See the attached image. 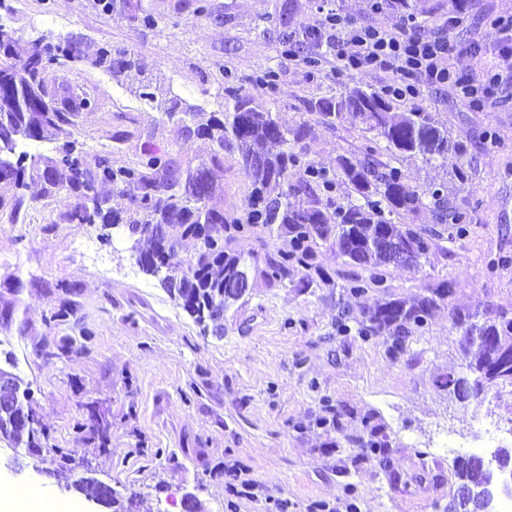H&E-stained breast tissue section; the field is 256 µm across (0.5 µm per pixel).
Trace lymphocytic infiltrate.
Returning <instances> with one entry per match:
<instances>
[{"label": "lymphocytic infiltrate", "mask_w": 512, "mask_h": 512, "mask_svg": "<svg viewBox=\"0 0 512 512\" xmlns=\"http://www.w3.org/2000/svg\"><path fill=\"white\" fill-rule=\"evenodd\" d=\"M323 37L347 69H375L392 73L386 93L397 98L418 97L422 89L449 86L457 95L480 105L498 90L502 76L493 72L481 80L452 73L447 66L452 45L447 37L426 35L398 23L390 28L356 25L335 11H327Z\"/></svg>", "instance_id": "obj_1"}]
</instances>
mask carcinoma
Masks as SVG:
<instances>
[{
	"instance_id": "cac0c4a2",
	"label": "carcinoma",
	"mask_w": 512,
	"mask_h": 512,
	"mask_svg": "<svg viewBox=\"0 0 512 512\" xmlns=\"http://www.w3.org/2000/svg\"><path fill=\"white\" fill-rule=\"evenodd\" d=\"M119 8L129 10L130 17L140 23L154 22L139 0L134 4L121 0ZM82 58L83 41L72 34L53 41V49L46 51L38 36L21 48L11 33L0 29V218L15 224L21 211L47 199L59 203L54 224H99L129 233L142 270L159 278L178 305L199 322L212 310L226 309L224 285L240 276L242 264L231 242L247 230L283 229L291 235L290 248L267 260L268 268L281 278L288 276L291 265H310V244L317 241L335 244L339 255L367 270L368 283L378 287L384 282L382 268L394 258L388 242L409 244L416 265L429 252V235L393 219L414 215L423 204L421 194L404 190L398 168L378 162L369 147L358 157H340V177L361 201L338 205L331 196L335 182L326 171L292 150H258L267 142L283 146L302 140L310 126L302 123L286 129L272 112L258 109L243 93L232 94L233 111L192 130L184 126L183 145L178 149L144 143L133 162L112 164L111 156L86 149L75 138L79 113L94 112L96 107L50 75L54 66ZM94 64L131 81L144 74L135 60L114 57L108 49L100 52ZM140 96L158 102L169 117L180 111L189 114L181 108L180 98H160L148 84L142 86ZM311 109L330 124L364 126L398 156H420L429 163L450 148L464 156L463 146L449 140L448 129L431 113L418 108L399 112L393 101L359 85L346 87L336 98H322ZM196 139L208 143L210 155L195 163L182 154ZM33 142H52L55 147L49 154L36 155L28 150ZM226 153L251 182L239 216L224 215L218 202L224 191L211 179V167L223 164ZM281 181L286 183L285 191L276 197L268 195L267 187ZM32 184L40 190L28 199L26 191ZM104 185L126 196L127 208H112V196L101 192ZM190 242L197 245L196 257L177 260ZM451 293L448 282L410 305L388 301L367 314L360 332L367 338L390 331L389 350L395 355L403 350L411 329L423 326ZM453 325L472 377L448 376V390L460 399L478 400L493 384L512 385V342L506 341L512 335V320L482 322L476 315L457 314ZM28 417H35L30 403L14 402L9 416L0 419V442L13 444L9 423ZM454 473L460 485L478 482L477 457L457 458Z\"/></svg>"
}]
</instances>
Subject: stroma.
Here are the masks:
<instances>
[{
    "label": "stroma",
    "mask_w": 512,
    "mask_h": 512,
    "mask_svg": "<svg viewBox=\"0 0 512 512\" xmlns=\"http://www.w3.org/2000/svg\"><path fill=\"white\" fill-rule=\"evenodd\" d=\"M19 43L41 25L82 37V61L56 67L57 81L94 99L79 139L130 163L141 143L181 144V122L141 99L134 85L93 63L101 47L124 50L146 77L190 104L197 123L225 112L230 89L247 93L286 127L307 123L298 148L333 171L339 156L374 149L396 163L402 183L425 190L447 182L448 207L468 214L452 235L432 203L407 223L434 233L418 267H385V285L352 294L362 268L317 243L310 267L287 279L266 274L288 234L258 231L232 243L251 270V287L222 321L197 323L146 275L120 233L97 224H51L44 201L33 222L0 221V369L28 384L51 454L33 460L0 443V481L31 483L65 507L86 512L70 488L83 465L140 497L127 512H184L191 493L205 512H443L457 487V457L483 451V431L501 424L494 448H512V386L482 400L458 401L445 385L465 370L454 313L484 311L512 319V82L485 106L447 88L416 98L465 156L426 164L394 161L387 143L348 124L324 123L310 106L345 86L381 91L391 73L344 69L314 31L323 9L361 25L393 27L397 11L370 0H142L154 14L144 27L105 0H7ZM422 33L450 34L448 66L467 78L494 62L488 32L512 18V0H417ZM457 15L449 25V15ZM464 164L465 183L452 178ZM224 209L244 206L250 182L232 158L214 171ZM87 239L91 250L77 249ZM449 282L453 293L411 333L399 355L388 332L362 339L365 312L390 300L414 301ZM378 428L384 459L364 458L357 438ZM74 450L75 461L58 456Z\"/></svg>",
    "instance_id": "1"
}]
</instances>
